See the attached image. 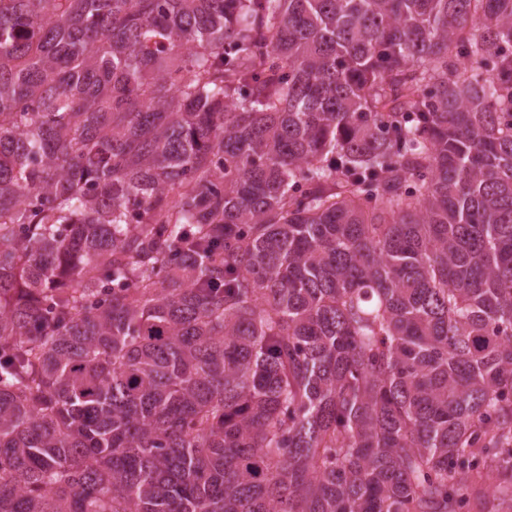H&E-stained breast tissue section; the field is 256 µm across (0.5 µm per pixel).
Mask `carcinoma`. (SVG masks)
I'll return each instance as SVG.
<instances>
[{
    "mask_svg": "<svg viewBox=\"0 0 512 512\" xmlns=\"http://www.w3.org/2000/svg\"><path fill=\"white\" fill-rule=\"evenodd\" d=\"M512 500V0H0V512Z\"/></svg>",
    "mask_w": 512,
    "mask_h": 512,
    "instance_id": "cac0c4a2",
    "label": "carcinoma"
}]
</instances>
